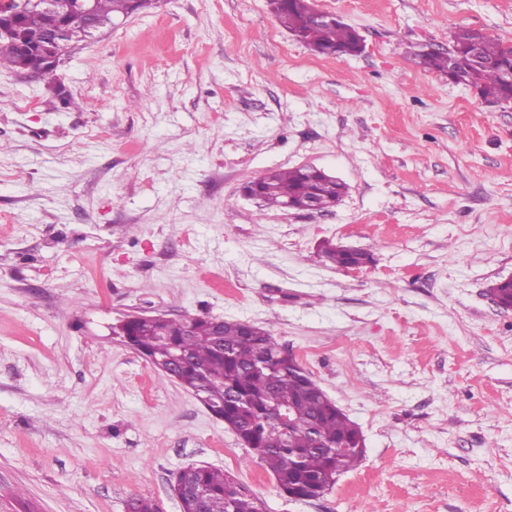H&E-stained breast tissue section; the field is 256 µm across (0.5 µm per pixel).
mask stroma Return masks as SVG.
Masks as SVG:
<instances>
[{
	"label": "stroma",
	"instance_id": "stroma-1",
	"mask_svg": "<svg viewBox=\"0 0 512 512\" xmlns=\"http://www.w3.org/2000/svg\"><path fill=\"white\" fill-rule=\"evenodd\" d=\"M313 3L362 53H314L268 0H159L55 80L0 68V512H180L195 464L267 512H512V310L487 293L512 276V104L411 56L460 27L512 41V0ZM308 164L348 185L334 209L239 192ZM160 313L268 329L360 427L361 464L282 493L109 334Z\"/></svg>",
	"mask_w": 512,
	"mask_h": 512
}]
</instances>
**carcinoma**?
<instances>
[{"label":"carcinoma","instance_id":"carcinoma-1","mask_svg":"<svg viewBox=\"0 0 512 512\" xmlns=\"http://www.w3.org/2000/svg\"><path fill=\"white\" fill-rule=\"evenodd\" d=\"M269 5L280 25L319 55L362 49L363 39L355 28L342 22L312 24L310 0H269ZM132 9L133 0H95L97 17L103 22L126 16ZM57 23V17L37 9L25 13L21 25L31 49L22 58L14 40L0 38V67L14 70L22 65L36 73L43 71L40 37ZM414 57L425 69L444 74L456 84L476 87L488 101L512 102V44L481 29L460 28L453 34L451 48L422 49ZM250 183L258 188L262 202L276 208L289 203L303 207L316 199L330 204L341 190L339 183L328 184L299 167L274 170ZM324 255L343 268L370 260L365 252L351 256L332 247ZM115 332L156 364L178 348L185 351L191 368L181 373L180 384L196 392L219 420L252 435L253 458L272 473L279 489L318 498L363 459L364 450L354 443L355 424L315 394L317 383L309 372L288 365L284 349L268 330L226 321L218 336L213 320L187 316L170 324L138 321ZM272 403L290 412L286 436L270 413ZM196 481L204 494L203 504L184 498L181 512H260L261 499L247 489L236 490L227 472L204 466Z\"/></svg>","mask_w":512,"mask_h":512}]
</instances>
